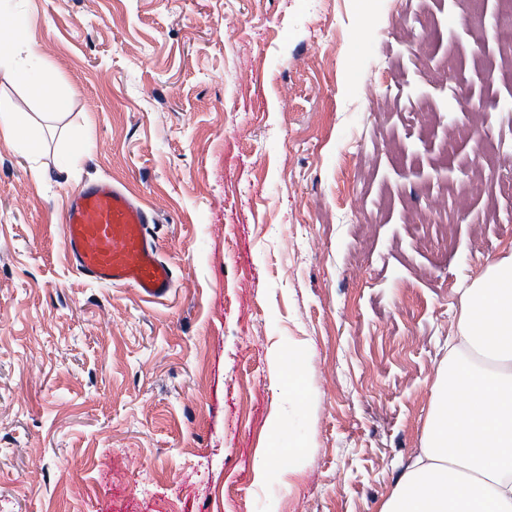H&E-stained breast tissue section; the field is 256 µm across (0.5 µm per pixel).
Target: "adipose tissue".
<instances>
[{"label": "adipose tissue", "mask_w": 512, "mask_h": 512, "mask_svg": "<svg viewBox=\"0 0 512 512\" xmlns=\"http://www.w3.org/2000/svg\"><path fill=\"white\" fill-rule=\"evenodd\" d=\"M461 306L426 446L382 512H512V255Z\"/></svg>", "instance_id": "ef3b65f1"}]
</instances>
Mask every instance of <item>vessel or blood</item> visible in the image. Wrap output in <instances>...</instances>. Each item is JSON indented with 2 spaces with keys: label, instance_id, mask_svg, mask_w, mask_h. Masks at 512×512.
<instances>
[{
  "label": "vessel or blood",
  "instance_id": "1",
  "mask_svg": "<svg viewBox=\"0 0 512 512\" xmlns=\"http://www.w3.org/2000/svg\"><path fill=\"white\" fill-rule=\"evenodd\" d=\"M154 218L124 185L97 178L83 182L64 211L63 251L86 279L135 288L149 302L174 291L175 272L149 232Z\"/></svg>",
  "mask_w": 512,
  "mask_h": 512
}]
</instances>
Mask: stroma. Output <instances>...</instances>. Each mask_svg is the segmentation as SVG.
Masks as SVG:
<instances>
[{
    "instance_id": "stroma-1",
    "label": "stroma",
    "mask_w": 512,
    "mask_h": 512,
    "mask_svg": "<svg viewBox=\"0 0 512 512\" xmlns=\"http://www.w3.org/2000/svg\"><path fill=\"white\" fill-rule=\"evenodd\" d=\"M13 11L70 106L0 68L20 129L0 135V512H381L425 446L460 289L512 254L498 0ZM94 177L156 217L167 300L65 260L63 206ZM272 450L293 468L256 474Z\"/></svg>"
}]
</instances>
